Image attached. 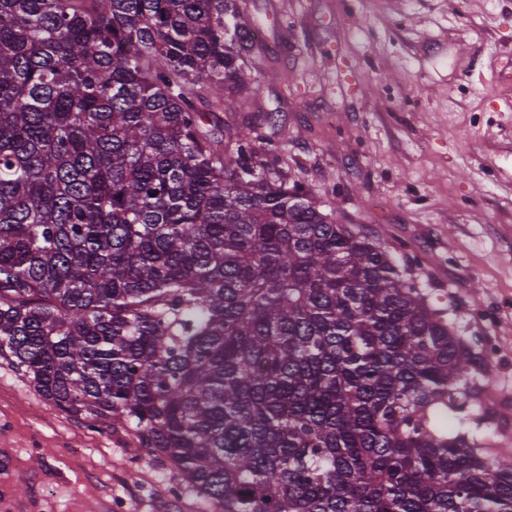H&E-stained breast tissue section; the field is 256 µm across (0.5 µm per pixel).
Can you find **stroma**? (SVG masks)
Instances as JSON below:
<instances>
[{
    "label": "stroma",
    "mask_w": 512,
    "mask_h": 512,
    "mask_svg": "<svg viewBox=\"0 0 512 512\" xmlns=\"http://www.w3.org/2000/svg\"><path fill=\"white\" fill-rule=\"evenodd\" d=\"M258 34L247 107L219 134L261 125L267 178L400 257L407 278L492 345L470 435L512 456V0H241ZM0 363V512H202L175 470L132 460Z\"/></svg>",
    "instance_id": "stroma-1"
}]
</instances>
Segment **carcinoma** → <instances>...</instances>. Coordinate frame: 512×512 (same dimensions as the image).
Returning a JSON list of instances; mask_svg holds the SVG:
<instances>
[{
	"label": "carcinoma",
	"mask_w": 512,
	"mask_h": 512,
	"mask_svg": "<svg viewBox=\"0 0 512 512\" xmlns=\"http://www.w3.org/2000/svg\"><path fill=\"white\" fill-rule=\"evenodd\" d=\"M239 0H0V362L209 512H512L484 355L378 242L204 130Z\"/></svg>",
	"instance_id": "cac0c4a2"
}]
</instances>
